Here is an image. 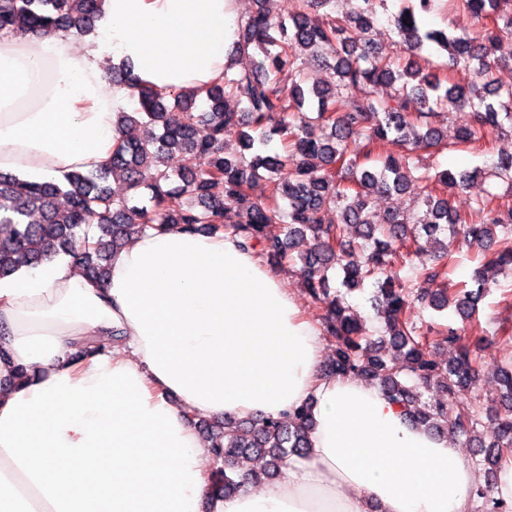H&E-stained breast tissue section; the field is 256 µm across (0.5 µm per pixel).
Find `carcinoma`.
Masks as SVG:
<instances>
[{
	"instance_id": "cac0c4a2",
	"label": "carcinoma",
	"mask_w": 512,
	"mask_h": 512,
	"mask_svg": "<svg viewBox=\"0 0 512 512\" xmlns=\"http://www.w3.org/2000/svg\"><path fill=\"white\" fill-rule=\"evenodd\" d=\"M253 2L257 8L240 22L234 47L250 66L224 71L206 88L202 109L195 110L194 93L140 87L115 69L112 81L130 85L137 100L133 111L118 112L116 126L126 132L145 123L159 133L122 139L108 164L73 172L61 184L0 173V278L64 255L101 282L109 254L154 222L224 231L243 249L259 250L273 268L298 259L305 288L326 308L323 331L334 355L324 375L366 380L412 424L477 448L495 475L512 452V358L497 368L499 400L486 406L472 387L477 345L463 329L432 332L415 310L452 304L468 320L496 277L512 275V204L485 198L461 213L444 196L448 187L463 189L482 175L512 188V154L498 155L487 170H440L416 159L428 148L476 150L504 125L512 128V86L494 78L500 42L512 34V0H451L486 21L473 37L425 27L422 18L436 0H405L393 20L408 54L403 62L377 51L369 37L383 0H357L356 10L341 15L336 0H296L297 11L286 18L273 14L271 0ZM95 18L97 0H0V33H85ZM443 52L461 78L449 81L430 69L431 56ZM304 60L333 69L335 83L304 86ZM355 89L364 97L353 96ZM449 105L473 114L451 143L434 121ZM315 124L323 129L319 138ZM234 126L244 129L241 144L251 157L228 151L224 135ZM275 140L282 152L263 151ZM389 141L398 152H382ZM174 153L182 158L178 184L167 168ZM260 176L270 184L265 201L250 193ZM111 177L132 195L114 197ZM412 184L423 193L422 214H376V196L401 195ZM460 236L483 251L484 264L475 270L477 289L450 293L439 287L447 269L437 260L448 256V240ZM78 238L93 243L79 250ZM301 242L306 251L296 256ZM429 243L438 249L435 263L422 268L418 287L404 288L400 250L424 251ZM335 265L349 291L373 280L385 329L378 340L367 339L358 313L330 286ZM433 346L455 355L442 366ZM312 430L307 406L281 418L212 420L208 442L219 464L212 492L231 495L275 478L288 456L310 447ZM473 496L475 512H512V503L489 489Z\"/></svg>"
}]
</instances>
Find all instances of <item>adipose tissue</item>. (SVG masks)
Listing matches in <instances>:
<instances>
[{
    "mask_svg": "<svg viewBox=\"0 0 512 512\" xmlns=\"http://www.w3.org/2000/svg\"><path fill=\"white\" fill-rule=\"evenodd\" d=\"M235 0H100L93 33L0 34V172L64 180L107 163L131 100L108 66L165 92L224 74ZM125 345L73 359L85 337ZM0 344L30 378L0 391V512H471L457 445L376 387L320 370L314 323L227 234L150 228L104 282L63 257L0 279ZM311 405L305 456L280 480L211 495L190 415L279 417Z\"/></svg>",
    "mask_w": 512,
    "mask_h": 512,
    "instance_id": "adipose-tissue-1",
    "label": "adipose tissue"
}]
</instances>
